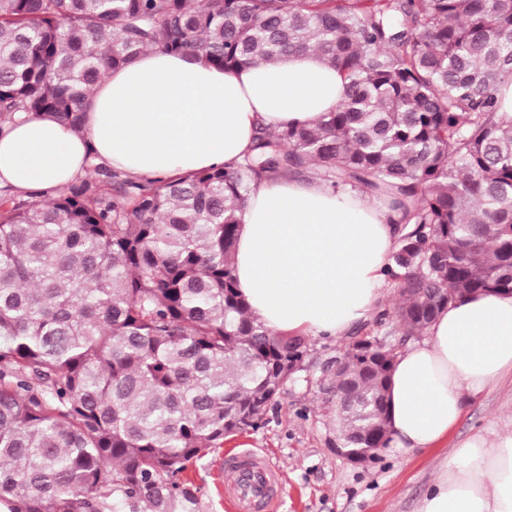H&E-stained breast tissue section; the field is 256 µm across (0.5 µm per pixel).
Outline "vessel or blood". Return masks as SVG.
Wrapping results in <instances>:
<instances>
[{
	"instance_id": "b4317fda",
	"label": "vessel or blood",
	"mask_w": 512,
	"mask_h": 512,
	"mask_svg": "<svg viewBox=\"0 0 512 512\" xmlns=\"http://www.w3.org/2000/svg\"><path fill=\"white\" fill-rule=\"evenodd\" d=\"M276 474L263 461L248 451L241 452L224 464L226 491L242 508L253 507L270 492Z\"/></svg>"
}]
</instances>
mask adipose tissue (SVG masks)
Returning <instances> with one entry per match:
<instances>
[{"label":"adipose tissue","mask_w":512,"mask_h":512,"mask_svg":"<svg viewBox=\"0 0 512 512\" xmlns=\"http://www.w3.org/2000/svg\"><path fill=\"white\" fill-rule=\"evenodd\" d=\"M344 86L336 69L308 55L227 72L190 54L150 50L96 88L87 134L50 118L1 126L0 188L50 192L94 163L157 180L230 166L249 151L257 123L313 125ZM395 217L315 180L259 181L237 240L239 291L270 329L340 336L374 308L396 245ZM507 374L512 296L449 305L394 363L391 446L432 450L461 419L467 396ZM418 512H512V432L449 449Z\"/></svg>","instance_id":"obj_1"}]
</instances>
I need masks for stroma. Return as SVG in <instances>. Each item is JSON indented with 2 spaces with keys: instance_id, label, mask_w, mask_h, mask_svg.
<instances>
[{
  "instance_id": "1",
  "label": "stroma",
  "mask_w": 512,
  "mask_h": 512,
  "mask_svg": "<svg viewBox=\"0 0 512 512\" xmlns=\"http://www.w3.org/2000/svg\"><path fill=\"white\" fill-rule=\"evenodd\" d=\"M398 293L385 282L375 310L343 336L308 338L303 369L289 380L263 417L259 429L227 437L223 447L209 450L185 474L200 501V512H239L224 490V458L240 446L255 450L278 475L275 500L266 512H417L450 447L473 435L512 431V377L470 397L460 421L445 444L423 453L391 447L376 460L354 464L336 451V415L318 396L324 363L338 347L370 337L406 350L414 344L396 320Z\"/></svg>"
}]
</instances>
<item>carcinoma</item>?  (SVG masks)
<instances>
[{"instance_id":"carcinoma-1","label":"carcinoma","mask_w":512,"mask_h":512,"mask_svg":"<svg viewBox=\"0 0 512 512\" xmlns=\"http://www.w3.org/2000/svg\"><path fill=\"white\" fill-rule=\"evenodd\" d=\"M159 49L225 71L312 53L345 91L313 127L259 125L242 162L164 181L93 164L53 196L0 189V506L199 512L188 465L254 429L306 357L235 276L250 183L313 178L402 213L406 336L512 289V0H0V125L73 131L109 72ZM326 373L349 448H385L389 379Z\"/></svg>"}]
</instances>
